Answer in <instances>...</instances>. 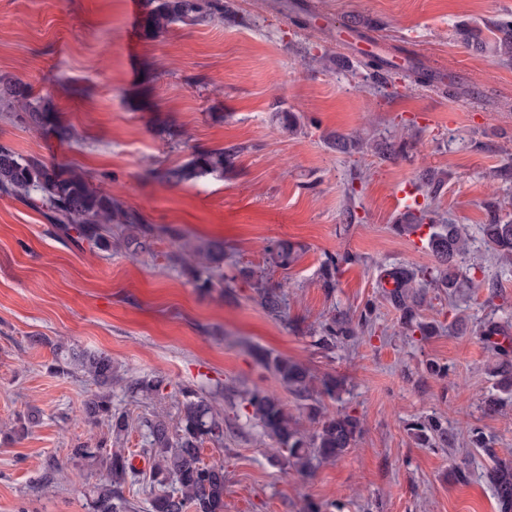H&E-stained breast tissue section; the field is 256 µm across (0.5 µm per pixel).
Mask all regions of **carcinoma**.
<instances>
[{"instance_id": "cac0c4a2", "label": "carcinoma", "mask_w": 512, "mask_h": 512, "mask_svg": "<svg viewBox=\"0 0 512 512\" xmlns=\"http://www.w3.org/2000/svg\"><path fill=\"white\" fill-rule=\"evenodd\" d=\"M216 17L229 24L244 25L245 17L239 15L227 0H146L143 33L156 38L177 23L194 25L206 23ZM492 38H482V30L466 27L459 31L462 42L481 51H489L505 63H512V20L492 23ZM363 66L368 70L372 84L387 82L393 70V61L379 54L366 56ZM415 82L423 86L445 85L444 77L421 63L410 65ZM5 106L21 114L30 126L52 132L62 143L73 139L69 126L56 117L54 105L48 98L34 93L33 87L8 75H0V107ZM331 148L346 153L363 148L356 137L331 135ZM415 141L384 140L376 145V153L391 159ZM241 149L218 147L193 154L186 162L167 167L160 177L178 186L212 176L222 178L234 168V160ZM419 184L426 199H436L444 185L443 173L428 168L420 172ZM0 195L23 200L35 207L45 208L44 216L67 239L83 241L99 249L112 247L117 240L133 254L152 253L153 245L161 235L181 238L178 230L160 228L148 223L136 209L124 205L100 189L85 171L63 164H50L33 156L23 155L12 148L0 145ZM499 206L487 204V222L481 225L486 247L497 256L512 259V222L500 217ZM412 224H397L400 233H414L427 229L426 243L436 266L428 272L430 284L446 291L461 286L460 262L468 251V238L459 224H440L436 214L426 203L419 206ZM300 247L285 240L269 241L266 247L269 266L286 270L299 256ZM183 271L196 287L209 291L215 287L241 278L253 282L256 302L268 316L278 318L284 306L282 288H270L263 279L255 278L254 270L242 267L238 275L224 277V243L213 241L200 245L180 256ZM356 258L349 252L329 256L321 267L322 287L331 292L337 286L340 270L353 264ZM383 278L393 282L384 290L385 300L399 313L401 327L419 333L428 339L437 333V325L425 321L419 308L424 301L422 289L417 286V274L404 267L387 270ZM368 325L367 310L353 315L348 311L332 314L320 324L315 345L331 351L358 336ZM481 335L494 359L495 391L484 396L482 403L487 413H497L512 400V334L509 328L495 321L481 327ZM68 367L74 365L91 376L100 386L110 388L112 381H121L112 368V358L105 354L70 352L63 358ZM259 361L270 370L303 403L316 428L307 433L296 427L283 402L274 394L260 388L240 397V403L251 411V418L278 446L288 465L297 474L306 475L313 469V462L336 461L355 445L361 433L360 419L348 412L324 413L320 397L339 398L341 383L334 376L320 380L314 386V376L301 364L269 352L259 354ZM164 383L160 378H132L124 385L125 393L135 401L152 399ZM182 396L180 414L176 425L155 413L142 421L146 428V448L143 453L150 462L147 471L135 468L130 455L123 448L103 452L101 448L79 447L73 457L81 462L98 466L106 473L94 486L88 503L90 512H137L135 504L123 497L116 485L131 478L143 477L149 484V512H224V464H205L200 455L203 444H224V432L230 419L219 410L213 397L191 386L180 388ZM82 419L108 423L112 437L120 441L130 428L127 411L112 406L110 393H102L86 403ZM418 444L428 447H447L453 435L437 416H425L410 425ZM486 477L492 485L499 512H512V459L493 457Z\"/></svg>"}]
</instances>
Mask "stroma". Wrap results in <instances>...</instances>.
<instances>
[{"label": "stroma", "instance_id": "obj_1", "mask_svg": "<svg viewBox=\"0 0 512 512\" xmlns=\"http://www.w3.org/2000/svg\"><path fill=\"white\" fill-rule=\"evenodd\" d=\"M232 2L247 25L179 23L148 39L132 18L133 0H0V75L52 99L75 134L62 145L0 110V145L83 169L150 223L180 229L190 241H223L226 274L265 267L270 240L302 247L288 270H270L286 294L275 320L249 284L236 282L225 294L196 288L174 264L170 237L140 256L78 247L40 211L0 196V512H88L99 471L72 450L117 442L106 424L76 422L101 388L79 370L56 369L61 349L105 353L124 377L163 378L151 408L172 420L182 386H259L312 430L307 412L259 364L262 350L315 376L342 377L339 399L324 405L358 416L363 433L310 478L274 458L272 440L245 413L223 444L204 443L203 461L224 465V512H303L334 501L343 512H498L483 478L491 461L472 448L469 430L480 428L499 457H512V403L492 414L481 405L495 361L479 336L480 323L512 319V264L487 252L480 231L486 201L497 200L501 216L512 219V179L495 175L512 154V65L465 48L458 30L512 19V0H311V26L272 9L273 0ZM354 19L369 23L371 42L347 33ZM376 46L395 61L436 70L451 92L402 71L371 90L361 60ZM320 56L349 63L325 69ZM281 111L300 115L301 131L276 123ZM168 124L181 130L179 143L164 134ZM408 127L419 134L415 149L393 160L376 154V143ZM332 133L359 136L363 151L330 149ZM233 145L241 152L224 179L173 186L157 176L193 152ZM427 167L446 179L438 216L469 236L466 266L484 267L502 296L495 310L485 306L483 286L463 284L452 299L427 289L422 316L439 331L422 340L405 334L379 274L435 264L415 236L394 232L403 216L391 206L398 187ZM355 168L365 178L353 183ZM343 251L357 260L326 293L321 265ZM367 305L371 324L355 342L330 353L315 347L328 313ZM431 359L447 365L446 376L426 372ZM111 394L133 419L117 443L147 469L140 424L147 408L121 384ZM33 410L39 420L31 424ZM426 415L447 421L453 447L417 444L409 425ZM457 464L465 478L453 477Z\"/></svg>", "mask_w": 512, "mask_h": 512}]
</instances>
